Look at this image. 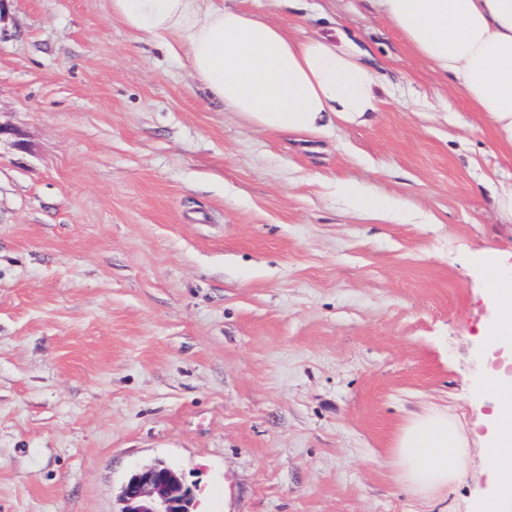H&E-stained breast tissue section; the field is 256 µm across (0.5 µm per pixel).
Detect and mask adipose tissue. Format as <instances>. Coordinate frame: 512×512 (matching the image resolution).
Listing matches in <instances>:
<instances>
[{
  "label": "adipose tissue",
  "instance_id": "1",
  "mask_svg": "<svg viewBox=\"0 0 512 512\" xmlns=\"http://www.w3.org/2000/svg\"><path fill=\"white\" fill-rule=\"evenodd\" d=\"M423 58L447 76L497 138L512 147V0H371ZM132 31L167 48L183 47L194 77L223 103L266 129L318 135L366 124L382 104V77L369 52L350 38L293 36L223 0H110ZM493 319L482 336L487 354L507 349L512 280L486 264ZM492 412L480 439L490 489L479 512H512V376L498 371L484 386ZM470 441L444 408L412 415L393 463L419 499L447 494L466 473Z\"/></svg>",
  "mask_w": 512,
  "mask_h": 512
}]
</instances>
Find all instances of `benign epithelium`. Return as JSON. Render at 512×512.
<instances>
[{
  "instance_id": "7a95c632",
  "label": "benign epithelium",
  "mask_w": 512,
  "mask_h": 512,
  "mask_svg": "<svg viewBox=\"0 0 512 512\" xmlns=\"http://www.w3.org/2000/svg\"><path fill=\"white\" fill-rule=\"evenodd\" d=\"M120 512H194V488L163 461L142 464L121 488Z\"/></svg>"
}]
</instances>
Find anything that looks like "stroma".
Instances as JSON below:
<instances>
[{
	"label": "stroma",
	"instance_id": "obj_1",
	"mask_svg": "<svg viewBox=\"0 0 512 512\" xmlns=\"http://www.w3.org/2000/svg\"><path fill=\"white\" fill-rule=\"evenodd\" d=\"M232 4L368 48L380 112L267 130L108 0H0V512H120L155 460L201 512H469L480 450L431 501L386 459L413 413L490 411L512 148L370 0ZM485 277L488 284L487 301L494 310V318L484 327L482 335L485 351L489 357L503 349L509 350L508 342L512 334V281L504 278L493 264L485 265Z\"/></svg>",
	"mask_w": 512,
	"mask_h": 512
}]
</instances>
